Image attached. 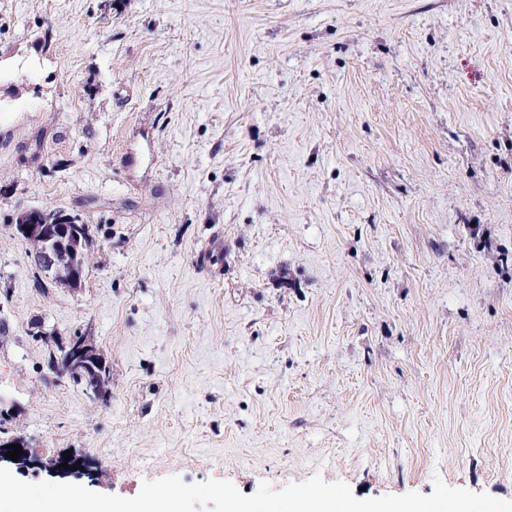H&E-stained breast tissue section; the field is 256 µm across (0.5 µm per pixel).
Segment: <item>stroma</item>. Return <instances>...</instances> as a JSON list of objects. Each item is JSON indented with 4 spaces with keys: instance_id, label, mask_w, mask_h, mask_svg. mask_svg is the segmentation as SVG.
Listing matches in <instances>:
<instances>
[{
    "instance_id": "obj_1",
    "label": "stroma",
    "mask_w": 512,
    "mask_h": 512,
    "mask_svg": "<svg viewBox=\"0 0 512 512\" xmlns=\"http://www.w3.org/2000/svg\"><path fill=\"white\" fill-rule=\"evenodd\" d=\"M0 322L62 482L512 500V0H0ZM78 335L107 399L48 369ZM43 210H28L20 213L15 224L17 233L34 248V260L46 270H57L60 264L59 251L70 245L72 229L66 220L37 222L34 218L27 219L32 213Z\"/></svg>"
}]
</instances>
